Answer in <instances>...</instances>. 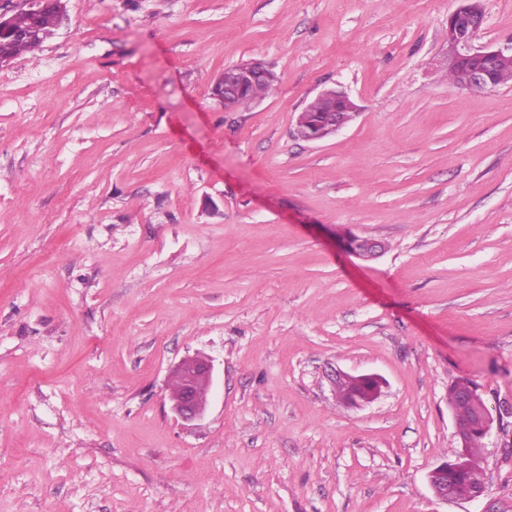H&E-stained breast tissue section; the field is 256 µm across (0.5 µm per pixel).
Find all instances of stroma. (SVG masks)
I'll list each match as a JSON object with an SVG mask.
<instances>
[{
  "mask_svg": "<svg viewBox=\"0 0 512 512\" xmlns=\"http://www.w3.org/2000/svg\"><path fill=\"white\" fill-rule=\"evenodd\" d=\"M65 3L0 67V512H512V84L449 83L457 0ZM481 5L511 45L512 0ZM258 58L275 90L225 111ZM330 88L356 116L302 140ZM461 378L495 422L483 495L445 502ZM251 70L250 68L246 69L243 73L237 75L236 77L229 79L224 82L223 78L219 77L212 89V95L216 99L224 98V109L230 110L235 108L232 104L235 96L242 90V88L250 81H253L259 77L264 75V71L262 69ZM228 90L225 94L224 90ZM345 241L349 250L364 260L374 259L382 253L381 243L374 239L350 235ZM175 373L178 384L169 393L172 411L184 421L202 418L214 383L212 358L200 354L186 357L178 364Z\"/></svg>",
  "mask_w": 512,
  "mask_h": 512,
  "instance_id": "1",
  "label": "stroma"
}]
</instances>
